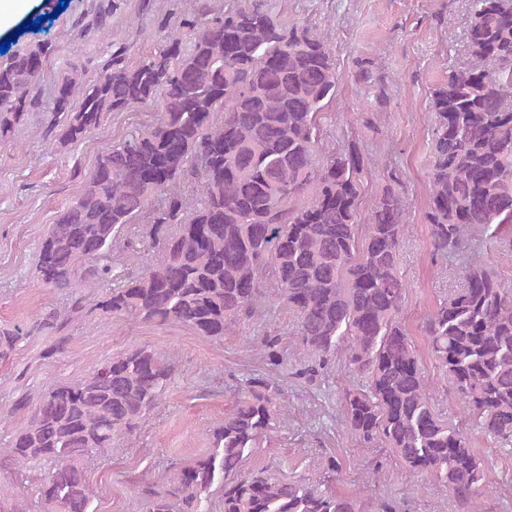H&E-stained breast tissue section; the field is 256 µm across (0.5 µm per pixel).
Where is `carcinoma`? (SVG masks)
<instances>
[{
    "mask_svg": "<svg viewBox=\"0 0 512 512\" xmlns=\"http://www.w3.org/2000/svg\"><path fill=\"white\" fill-rule=\"evenodd\" d=\"M158 22L164 48L138 62L111 53L92 84L76 67L56 84L41 139L58 151L98 131L112 112L161 101L155 122L112 140L82 178L80 193L37 245L35 277L66 296L28 327L0 324V361L40 333L46 355L64 354L69 327L97 316L127 324H179L222 341L261 317L274 294L292 319L291 340L269 328L250 347L264 370L238 381L232 407L211 431L210 449L139 478L146 512H402L397 502L332 493L340 462L317 465L321 480L288 479L244 463L284 423L290 383L313 385L341 363L342 425L376 476L399 460L439 483L454 512H488L495 491L487 461L467 434L478 427L512 447V279L471 249L512 224V0H473L466 61L431 92L432 142L424 212L433 260L461 262V284L424 316L420 333L444 386L459 401L448 419L408 333L409 284L400 269L410 198L400 173L358 142L336 144L321 123L336 99L328 33L290 18L282 0H177ZM112 3L99 8L100 38L112 37ZM49 42L0 53V139L38 106ZM373 61L354 80L379 85ZM79 106H73L74 101ZM385 185L364 202V174ZM137 226L134 238L126 236ZM119 256L123 270L114 272ZM176 356L150 346L115 353L70 381L20 392L22 419L0 446V471L25 476L0 512H94L88 464L118 439L137 436L164 403Z\"/></svg>",
    "mask_w": 512,
    "mask_h": 512,
    "instance_id": "obj_1",
    "label": "carcinoma"
}]
</instances>
